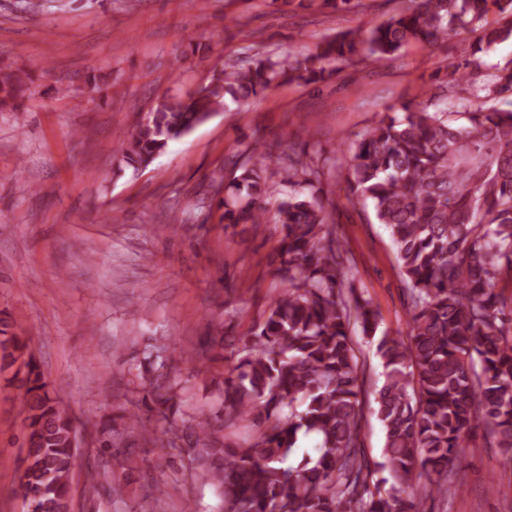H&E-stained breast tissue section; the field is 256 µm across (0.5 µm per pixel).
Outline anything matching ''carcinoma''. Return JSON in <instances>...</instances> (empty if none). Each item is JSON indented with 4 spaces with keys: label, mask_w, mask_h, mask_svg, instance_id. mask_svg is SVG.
Masks as SVG:
<instances>
[{
    "label": "carcinoma",
    "mask_w": 512,
    "mask_h": 512,
    "mask_svg": "<svg viewBox=\"0 0 512 512\" xmlns=\"http://www.w3.org/2000/svg\"><path fill=\"white\" fill-rule=\"evenodd\" d=\"M332 13L361 0H297ZM495 5L502 22L486 16ZM512 39V0H408L382 24L348 29L302 56L257 53L228 65L187 102L160 99L144 123L117 143L121 163L147 167L208 112L293 81L316 83L346 67L396 59L411 44L462 53L448 59V91L470 98L459 125L433 99L385 114L346 144V165L319 152H282L276 174L288 185L273 220L281 225L276 275L284 284L237 352L224 380V420L256 426L244 443L213 436L212 416L197 417L188 437L201 478L217 486L224 512H420L426 496L456 486L464 450L477 441L512 453V305L497 284L512 270V68L481 73L467 42ZM30 92L23 71H0V112H20ZM224 194L222 222L262 224L272 192L255 141ZM339 173L346 197L372 207L390 231L410 317L403 336L383 334L384 368L376 413L385 431L381 460L360 448L365 369L355 336H376L380 313L358 286L349 250L336 233V204L321 188ZM16 367L26 412L29 459L21 490L30 512H69L77 427L53 396L27 339L0 319V371ZM176 384L153 377L158 413L175 405ZM313 434L315 454L287 460L299 434ZM387 476L371 483L372 471ZM425 479L419 484V479Z\"/></svg>",
    "instance_id": "carcinoma-1"
}]
</instances>
